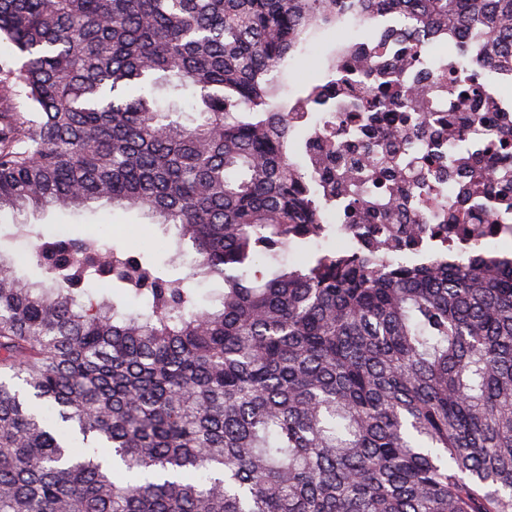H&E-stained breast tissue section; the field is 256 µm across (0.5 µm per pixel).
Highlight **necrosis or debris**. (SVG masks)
I'll return each mask as SVG.
<instances>
[{
	"mask_svg": "<svg viewBox=\"0 0 512 512\" xmlns=\"http://www.w3.org/2000/svg\"><path fill=\"white\" fill-rule=\"evenodd\" d=\"M337 45L333 71L312 93L288 97L289 119L304 128L296 158L322 204L325 238L365 250L373 230L417 224L401 262L428 265L434 255L466 254L473 240L512 242V162L496 149L512 128V66L489 65L484 36L458 35L456 51L430 31L406 28L389 12L360 18ZM478 95L462 100V80ZM425 88L417 122L371 106L374 90L403 95ZM497 174L488 192L481 175Z\"/></svg>",
	"mask_w": 512,
	"mask_h": 512,
	"instance_id": "necrosis-or-debris-1",
	"label": "necrosis or debris"
}]
</instances>
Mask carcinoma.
I'll list each match as a JSON object with an SVG mask.
<instances>
[{
  "mask_svg": "<svg viewBox=\"0 0 512 512\" xmlns=\"http://www.w3.org/2000/svg\"><path fill=\"white\" fill-rule=\"evenodd\" d=\"M357 10L512 65V0H0V211L137 210L194 253L18 226L43 280L0 252V512H512V259H277L324 228L273 71Z\"/></svg>",
  "mask_w": 512,
  "mask_h": 512,
  "instance_id": "cac0c4a2",
  "label": "carcinoma"
}]
</instances>
